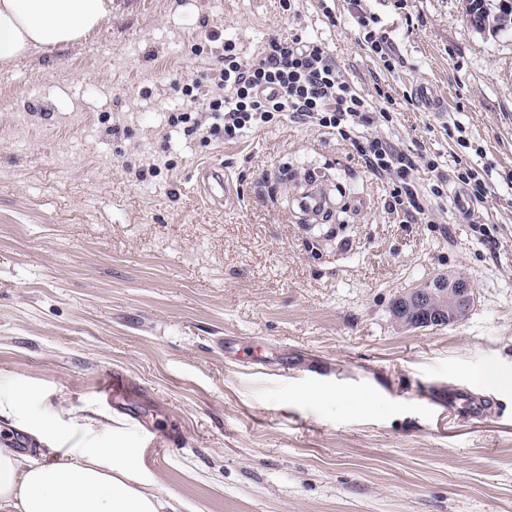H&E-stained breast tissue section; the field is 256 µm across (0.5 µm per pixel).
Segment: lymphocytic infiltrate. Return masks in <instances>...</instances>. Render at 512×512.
Listing matches in <instances>:
<instances>
[{"label": "lymphocytic infiltrate", "instance_id": "1", "mask_svg": "<svg viewBox=\"0 0 512 512\" xmlns=\"http://www.w3.org/2000/svg\"><path fill=\"white\" fill-rule=\"evenodd\" d=\"M210 79L216 91L205 110L190 108L173 119L186 135H221L231 141L276 118L296 116L351 139L369 171L391 184V209L431 223V204L445 197V181L437 179L425 191L417 185L416 172L422 165L436 169V162L382 137L352 136V129L373 126L388 111L360 92L323 42L297 33L275 35L260 57L248 59L228 41L224 64Z\"/></svg>", "mask_w": 512, "mask_h": 512}]
</instances>
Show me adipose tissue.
<instances>
[{
	"mask_svg": "<svg viewBox=\"0 0 512 512\" xmlns=\"http://www.w3.org/2000/svg\"><path fill=\"white\" fill-rule=\"evenodd\" d=\"M113 0H0V67L62 50L112 21ZM135 449L69 447L53 461L0 444V512H182Z\"/></svg>",
	"mask_w": 512,
	"mask_h": 512,
	"instance_id": "adipose-tissue-1",
	"label": "adipose tissue"
}]
</instances>
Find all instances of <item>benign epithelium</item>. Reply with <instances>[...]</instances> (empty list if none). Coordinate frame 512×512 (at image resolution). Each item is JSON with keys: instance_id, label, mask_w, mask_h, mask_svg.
Segmentation results:
<instances>
[{"instance_id": "obj_1", "label": "benign epithelium", "mask_w": 512, "mask_h": 512, "mask_svg": "<svg viewBox=\"0 0 512 512\" xmlns=\"http://www.w3.org/2000/svg\"><path fill=\"white\" fill-rule=\"evenodd\" d=\"M475 301V294L467 277L458 272H439L425 284L413 288L403 298L399 325L414 329L421 320L419 314L437 322L452 320L459 323L468 315Z\"/></svg>"}]
</instances>
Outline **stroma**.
<instances>
[{
  "label": "stroma",
  "mask_w": 512,
  "mask_h": 512,
  "mask_svg": "<svg viewBox=\"0 0 512 512\" xmlns=\"http://www.w3.org/2000/svg\"><path fill=\"white\" fill-rule=\"evenodd\" d=\"M297 31L392 97L375 133L438 161L433 223L391 212L351 142L298 118L230 142L171 125L184 85L210 97L225 40L253 58ZM206 162L224 165L219 207L195 186ZM461 163L494 186L466 218ZM510 173L512 34L477 30L463 0H115L99 33L0 69V389L27 393L0 427L26 452L36 422L138 449L195 512H512V390L474 377L512 371ZM307 176L332 203L313 225ZM450 270L475 291L466 319L398 327L393 301ZM113 371L178 444L149 457L155 436L100 396ZM73 412L102 428L73 431ZM413 97L428 112L443 113L447 112V106L442 97H440L432 86L421 84L413 89Z\"/></svg>",
  "instance_id": "1"
}]
</instances>
